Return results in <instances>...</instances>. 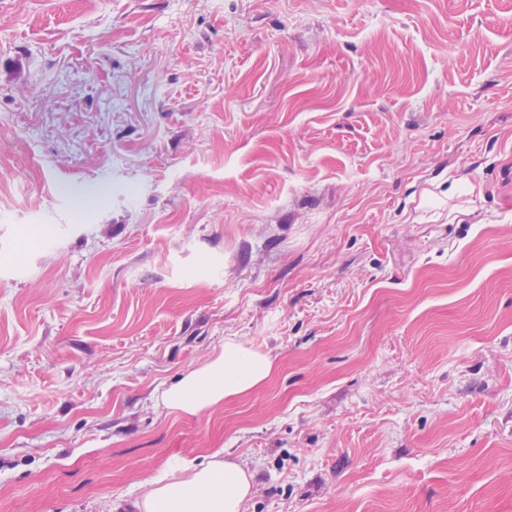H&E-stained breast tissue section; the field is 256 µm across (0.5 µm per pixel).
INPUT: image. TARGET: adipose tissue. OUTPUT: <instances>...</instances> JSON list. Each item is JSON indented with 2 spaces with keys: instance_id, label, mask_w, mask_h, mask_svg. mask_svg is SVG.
<instances>
[{
  "instance_id": "1",
  "label": "adipose tissue",
  "mask_w": 512,
  "mask_h": 512,
  "mask_svg": "<svg viewBox=\"0 0 512 512\" xmlns=\"http://www.w3.org/2000/svg\"><path fill=\"white\" fill-rule=\"evenodd\" d=\"M273 369L269 355L230 340L221 356L183 376L161 400L168 408L196 414L250 391ZM253 479L241 466L215 455L207 463L188 466L183 479L149 477L135 507L137 512H242Z\"/></svg>"
}]
</instances>
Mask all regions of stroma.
I'll use <instances>...</instances> for the list:
<instances>
[{"mask_svg": "<svg viewBox=\"0 0 512 512\" xmlns=\"http://www.w3.org/2000/svg\"><path fill=\"white\" fill-rule=\"evenodd\" d=\"M505 165L512 0H0V512H512ZM273 369L269 355L228 340L221 356L183 376L161 400L167 408L197 414L225 398L250 391L268 379ZM214 452L207 463L189 465L188 475L166 481L152 476L134 507L141 512H241L252 489L254 474Z\"/></svg>", "mask_w": 512, "mask_h": 512, "instance_id": "obj_1", "label": "stroma"}]
</instances>
